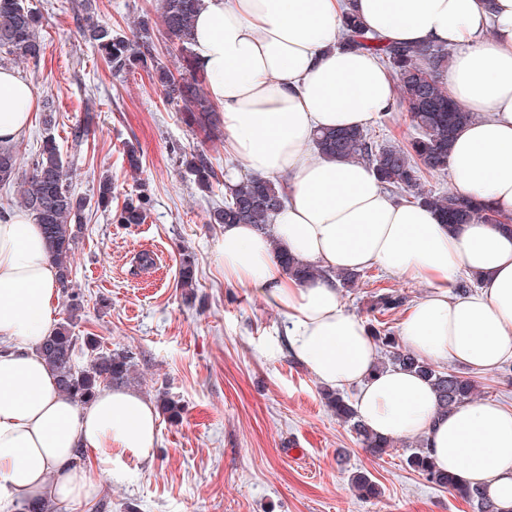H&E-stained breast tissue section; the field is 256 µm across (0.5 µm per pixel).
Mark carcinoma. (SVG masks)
Instances as JSON below:
<instances>
[{
    "label": "carcinoma",
    "instance_id": "obj_1",
    "mask_svg": "<svg viewBox=\"0 0 512 512\" xmlns=\"http://www.w3.org/2000/svg\"><path fill=\"white\" fill-rule=\"evenodd\" d=\"M199 2L160 0L164 34L177 44L181 57L189 61L190 70L178 75L159 59L154 27L147 13L137 22L135 35L131 37L94 20L87 21L81 33L113 73L119 75L137 67L153 72L165 101L183 113L186 124L215 135L220 133L221 123L207 97L204 82L197 75L192 51L193 22ZM40 25V14L25 5L24 0H0V54L20 61L38 62L43 53L38 36ZM343 40L374 54L391 68L396 77L397 95L410 113L416 136L407 146L383 145L364 129H326L313 138L316 151L339 161L361 159L367 162L386 189L411 193L415 201L440 212L448 224H468L475 220L496 222L493 212L481 203L452 192L433 194L422 184L424 173L448 170L454 137L471 120V114L459 110L434 79V73L450 58L448 50L441 45L417 48L383 44L376 37L366 36L350 16L344 21ZM45 125L39 153L28 171H22L16 151L0 147V185L17 187L20 205L44 226L49 257L58 268L61 288L66 290L86 201L70 192L68 165L51 132L52 119L45 120ZM184 163L200 188L206 191L212 188L217 175L205 151H193L185 157ZM283 197L279 182L256 175L246 176L224 195V204L208 212L206 222L254 224L265 230L282 207ZM150 203L147 189H141L125 201L118 222L144 223ZM276 257L289 274L300 281L323 275V271L296 261L285 251L276 252ZM179 275L182 287H194L195 264L191 256L182 259ZM405 302L406 297L397 291L381 290L372 296L368 309L374 316H385L403 307ZM79 310V295L72 293L67 321L58 324L54 334L45 339L41 354L58 378L61 395L77 404H85L106 387L127 384L134 372V362L132 352L128 350L107 349L94 336H75L72 325ZM370 332L384 352L377 370L394 368L424 377L433 386L440 408L445 411L474 398L476 386L473 380L417 358L400 344L385 322L379 320L370 324ZM78 351L92 357L89 366L77 365ZM322 395L336 419L347 424L356 439L372 454L381 456L392 447L393 441L372 433L357 419L352 404L341 393L325 388ZM406 463L428 483L464 499L472 505L474 512H501L482 489L462 485L453 476L438 470L424 440H419ZM350 484L363 498H375L380 494L378 484L365 472L353 473Z\"/></svg>",
    "mask_w": 512,
    "mask_h": 512
}]
</instances>
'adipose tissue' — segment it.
<instances>
[{
  "instance_id": "obj_1",
  "label": "adipose tissue",
  "mask_w": 512,
  "mask_h": 512,
  "mask_svg": "<svg viewBox=\"0 0 512 512\" xmlns=\"http://www.w3.org/2000/svg\"><path fill=\"white\" fill-rule=\"evenodd\" d=\"M355 11L387 43L451 50L438 82L471 122L449 159L457 195L488 203L498 224H441L424 206L391 196L367 164L312 155L314 130L362 128L394 101L378 57L342 47L341 20ZM193 51L226 146L252 174L279 177L287 200L267 231L224 225V276L254 288L287 318L289 354L331 389L356 387L354 408L373 432L424 439L436 466L483 488L512 512V410L496 401L440 412L416 374L375 371L377 347L347 311L338 270L380 267L427 282L402 324V342L438 363L490 372L512 361V0H202ZM34 85L0 68V146L29 129ZM323 270L300 282L272 248ZM472 293L452 290L460 272ZM59 272L41 225L24 211L0 219V512L51 500L83 512L112 474V451L149 461L154 405L135 390H102L78 405L58 393L38 348L56 326ZM95 456L87 468L84 452Z\"/></svg>"
}]
</instances>
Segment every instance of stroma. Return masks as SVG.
Returning <instances> with one entry per match:
<instances>
[{
    "mask_svg": "<svg viewBox=\"0 0 512 512\" xmlns=\"http://www.w3.org/2000/svg\"><path fill=\"white\" fill-rule=\"evenodd\" d=\"M42 14L45 46L38 64L0 57L39 93L27 134L15 142L23 166L40 146L45 115L69 169L72 191L87 200L83 230L71 262V287L83 300L74 335L98 336L104 347L136 357L130 386L150 401H180L179 421L160 417L153 462L113 450L112 478L101 493L111 512H473L406 464L415 441H396L377 457L358 443L327 408L320 384L285 349L286 320L254 290L224 278L223 228L206 221L223 203V185L202 192L183 164L205 150L218 173L243 175L223 137L192 133L141 68L113 74L82 39L87 16L130 32L143 14L159 17L160 0H26ZM89 122L75 145L73 128ZM139 147L142 167L131 173L127 144ZM114 186L112 204L97 208L102 177ZM147 187L145 223L117 221L123 200ZM154 259L138 267L141 253ZM195 260L196 284L181 287L183 253ZM391 288L408 301L389 316L400 330L409 304L429 284L363 270L358 288L343 292L347 310L366 316L373 292ZM369 472L379 497H359L351 473Z\"/></svg>",
    "mask_w": 512,
    "mask_h": 512,
    "instance_id": "stroma-1",
    "label": "stroma"
}]
</instances>
